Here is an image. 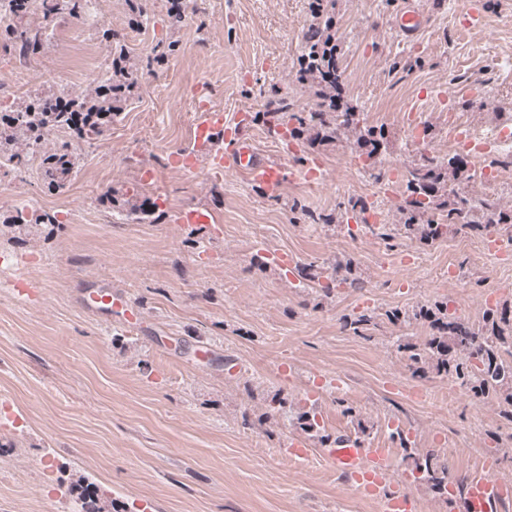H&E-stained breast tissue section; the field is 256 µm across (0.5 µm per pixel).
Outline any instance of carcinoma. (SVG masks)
I'll return each mask as SVG.
<instances>
[{"label":"carcinoma","mask_w":512,"mask_h":512,"mask_svg":"<svg viewBox=\"0 0 512 512\" xmlns=\"http://www.w3.org/2000/svg\"><path fill=\"white\" fill-rule=\"evenodd\" d=\"M10 2L13 23L5 29L3 47L22 58L32 57L41 48V38L25 23L28 12L18 10L17 0ZM37 8L49 22L62 15L77 19L84 13V0H38ZM314 28L319 36L305 42L302 63L306 72L304 79L317 85L322 81L321 71L326 59L337 51V46L331 44V37L324 35L331 28L330 19H325L321 25L315 24ZM110 86L112 83L106 81L99 85V93L95 96L80 95L75 101L64 97L60 90L50 99L63 101L66 107L55 111H33V107L41 102L38 98L10 112L8 122H0V135L10 141L19 139L22 142V150L7 153L12 168H26L25 148L42 141L47 129L68 125L70 111L88 107L110 113L118 111L111 97L101 95ZM257 120L269 129L285 126L292 138L312 144L337 141L346 133L354 132L362 144V155L371 167L372 176L382 177L377 160L385 139L384 128L362 124L352 107L341 112L326 108L295 112L281 100L270 105L268 111L258 114ZM58 155L60 150L57 149L41 156L44 179L51 185H60L69 176V169L54 164ZM466 171L464 158L459 155L448 158L420 156L418 162L406 169L398 205L400 227L382 224L378 228L379 236L392 239L404 235L429 244L446 237L451 230L482 234L492 224L511 229L512 209H503L471 196L464 186L468 179ZM387 318L394 323L429 322L434 333L423 348L411 350L408 355L410 367L417 373L434 370L451 374L475 401L492 396L500 399L506 418L512 422V362L503 358L505 353L512 357L511 310L497 306L485 310L481 327L450 315L448 304L443 302L404 311L394 309L387 313ZM414 455L413 468L420 473L418 480L440 495L448 494V466L438 463L430 451H416Z\"/></svg>","instance_id":"obj_1"}]
</instances>
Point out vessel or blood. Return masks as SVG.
Returning a JSON list of instances; mask_svg holds the SVG:
<instances>
[{"mask_svg": "<svg viewBox=\"0 0 512 512\" xmlns=\"http://www.w3.org/2000/svg\"><path fill=\"white\" fill-rule=\"evenodd\" d=\"M427 23L425 12L410 4L398 9L392 20L394 29L410 40L417 38ZM194 110L198 120L193 142L173 155L174 169L187 176L205 170L218 177L240 171L246 174L251 185L259 187L267 195L280 193L292 173L283 163L258 160L248 135L250 111L239 110L234 121H227L223 107L214 104L203 92L197 94ZM173 221L195 227L205 234L213 219L207 208L189 205L175 212ZM84 304L97 310L123 314L129 311L126 299L109 293L89 294ZM324 454L362 494L379 499L382 512H415L416 504L408 493L410 478L404 474L391 478V459L387 449L372 448L346 437L338 440L335 447L325 449ZM509 500H512V482L478 473L466 485L463 512H498L500 505Z\"/></svg>", "mask_w": 512, "mask_h": 512, "instance_id": "1", "label": "vessel or blood"}]
</instances>
